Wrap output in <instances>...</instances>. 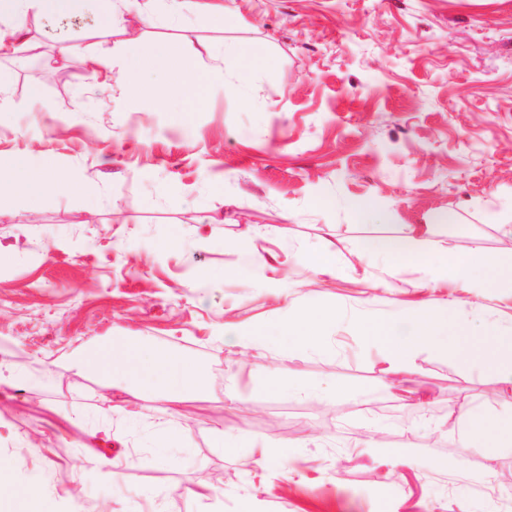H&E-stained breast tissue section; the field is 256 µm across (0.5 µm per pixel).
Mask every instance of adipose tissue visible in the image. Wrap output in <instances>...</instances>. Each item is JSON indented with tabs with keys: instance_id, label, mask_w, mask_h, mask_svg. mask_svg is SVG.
Here are the masks:
<instances>
[{
	"instance_id": "obj_1",
	"label": "adipose tissue",
	"mask_w": 512,
	"mask_h": 512,
	"mask_svg": "<svg viewBox=\"0 0 512 512\" xmlns=\"http://www.w3.org/2000/svg\"><path fill=\"white\" fill-rule=\"evenodd\" d=\"M78 2L0 0V54L17 56L30 50V13L73 15L78 10ZM98 25L117 32L128 44L122 65H115L109 55L65 41L58 46L57 59L63 62L72 55H83L100 90L118 86L133 102L152 96L153 87L145 79L148 72L174 64L187 65L202 54L201 48L196 47L186 33L179 41H160L152 44L148 53L139 52L137 45L142 39L141 33L127 29L112 5L104 7ZM0 175L6 176L13 189L32 201L52 191H68L73 184L72 179L64 177L51 160L35 165L19 155L0 157ZM434 229L431 223L409 224L405 226L403 236L374 239L368 248L390 258L386 275L394 278L401 272L399 257L427 242ZM443 282L463 288L465 298L456 297L438 306L416 302L402 307L394 317L373 321L364 327V336L380 350L387 363L386 373L391 386L400 387L407 382L414 372V356L418 351H447L466 361L479 360L492 369L498 377L502 400L512 404V333L497 322L488 321L483 324L476 340L463 348L456 344L459 335L456 314L468 307L469 296L480 294L497 301L512 300V254L476 256L447 251L441 265L431 264L424 269L419 286L428 290ZM331 319L329 312L292 306L288 309L287 320L276 330L257 328L238 337L237 342L245 349L259 350L265 348L271 334L276 333L289 337L294 347L316 349L322 343L321 331ZM82 365L98 376L122 375L129 382L128 392L133 395L148 384L162 388L170 403V420L164 423L163 431L171 440L182 439L184 430L178 422L181 415L178 405L183 392L205 376L204 367L177 358L167 350L147 348L141 340L131 336L124 337L116 346L85 355ZM448 420L465 425L468 436L483 437L489 447L512 442V414L492 417L452 402L448 405Z\"/></svg>"
}]
</instances>
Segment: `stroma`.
I'll return each instance as SVG.
<instances>
[{
  "label": "stroma",
  "instance_id": "obj_1",
  "mask_svg": "<svg viewBox=\"0 0 512 512\" xmlns=\"http://www.w3.org/2000/svg\"><path fill=\"white\" fill-rule=\"evenodd\" d=\"M220 2L223 23L203 12L186 23L216 56L149 75L155 99L133 112L120 90L87 86L82 60L45 82L0 60L11 77L0 154L50 156L86 186L34 206L0 190V359L20 373L0 387L9 478L37 489V512H68L77 485L94 512H512L484 475L490 460L512 473V444L463 449L441 430L452 400L503 412L495 373L419 353L411 385L432 405L415 414L354 326L457 295L419 288L418 261L512 251L501 228L512 214V0ZM97 4L82 0L72 21L33 15L41 48L71 39L121 57L120 35L95 25ZM228 43L273 64L235 94L209 84L199 106L169 95L173 78L235 73L219 54ZM364 201L389 223L359 218ZM439 213L454 222L373 288L384 262L368 242ZM326 244L344 278L308 268L306 253ZM202 267L213 279H197ZM293 302L335 310L320 349L238 345ZM126 336L206 367L182 441L158 425L162 394L110 413L123 392L82 367ZM278 367L304 393L270 392ZM266 443L290 446L296 475L254 463ZM115 447L137 463L100 479L84 459ZM217 473L210 499L179 494Z\"/></svg>",
  "mask_w": 512,
  "mask_h": 512
}]
</instances>
